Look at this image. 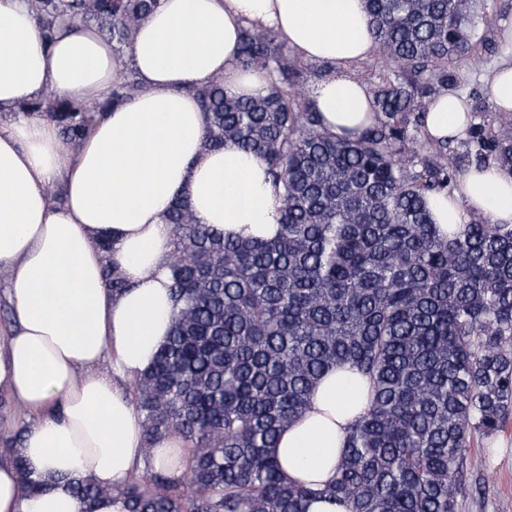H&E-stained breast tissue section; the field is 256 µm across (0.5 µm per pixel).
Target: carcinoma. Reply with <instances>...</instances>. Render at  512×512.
Listing matches in <instances>:
<instances>
[{"label": "carcinoma", "mask_w": 512, "mask_h": 512, "mask_svg": "<svg viewBox=\"0 0 512 512\" xmlns=\"http://www.w3.org/2000/svg\"><path fill=\"white\" fill-rule=\"evenodd\" d=\"M379 73L376 125L356 140L321 129L294 87L302 66L274 29L246 28L242 68L272 77L239 98L215 78L194 90L206 146H233L282 185L273 240L229 241L175 196L168 262L173 323L153 369L129 390L153 443L175 433L179 481L147 470L118 488L88 478L73 492L92 512L109 494L127 512H307L316 496L351 512H458L464 452L512 418V225L478 218L448 237L427 210L458 173L448 143L422 139L427 105L455 87L448 64L478 36L475 0H367ZM160 0H32L46 42L60 19L129 45ZM142 92L131 70L112 99L49 93L23 108L80 147L112 106ZM469 165L512 171V120L473 124ZM350 364L372 400L355 420L335 479L317 491L281 474L272 448L306 410L320 377Z\"/></svg>", "instance_id": "carcinoma-1"}]
</instances>
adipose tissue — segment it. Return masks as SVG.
<instances>
[{
  "label": "adipose tissue",
  "mask_w": 512,
  "mask_h": 512,
  "mask_svg": "<svg viewBox=\"0 0 512 512\" xmlns=\"http://www.w3.org/2000/svg\"><path fill=\"white\" fill-rule=\"evenodd\" d=\"M366 2L161 0L119 55L93 29L63 20L45 45L27 0H0V113L9 117L0 122V272L15 312L14 328L0 336V393L32 419L14 456H0V512H81L72 478L120 487L146 455L155 471L182 475L183 441L173 435L146 447L125 389L169 339L173 233L164 215L184 192L198 223L229 238L270 239L283 206L263 158L206 147L194 90L220 77L231 95H265L268 73L243 70L236 47L244 28L271 27L299 57L329 66L312 88L323 130L358 136L377 116L354 72L375 54ZM499 38L508 59L487 83L497 110L512 112V25ZM127 68L143 93L107 112L78 150L63 147L53 122L23 112L49 92L107 100ZM470 124L465 98L443 90L427 107L425 135L457 141ZM54 186L58 205L49 200ZM427 206L443 234L475 215L512 224V173L493 163L469 168ZM108 262L127 284L121 295L105 281ZM369 393L368 378L350 366L326 372L279 437L284 475L314 489L331 482ZM18 456L43 491L27 490Z\"/></svg>",
  "instance_id": "obj_1"
}]
</instances>
